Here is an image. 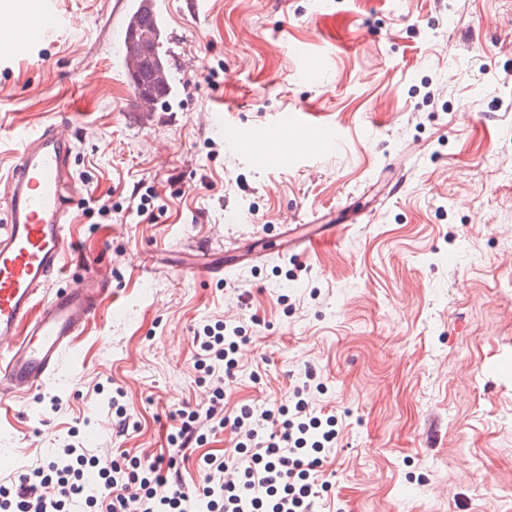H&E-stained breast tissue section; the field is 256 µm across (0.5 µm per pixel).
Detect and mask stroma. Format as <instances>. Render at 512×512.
Listing matches in <instances>:
<instances>
[{
	"mask_svg": "<svg viewBox=\"0 0 512 512\" xmlns=\"http://www.w3.org/2000/svg\"><path fill=\"white\" fill-rule=\"evenodd\" d=\"M58 2L62 27L0 63V181L18 129L67 119L84 190L47 291L88 268L110 290L45 385L0 404V474L90 435L131 458L166 452L171 411L210 403L193 336L221 321L249 338L227 415L278 408L315 371L311 406L337 419L332 512H512V0H159L173 83L147 112L123 66L137 0ZM318 51L312 82L302 55ZM303 109L340 147L308 128L291 168L276 145L228 151L225 126ZM401 167L411 181L385 197ZM347 203L370 218L337 246L265 255L280 225ZM237 238L249 268L176 278Z\"/></svg>",
	"mask_w": 512,
	"mask_h": 512,
	"instance_id": "35a3bbf8",
	"label": "stroma"
}]
</instances>
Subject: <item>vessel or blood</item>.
Instances as JSON below:
<instances>
[{"label": "vessel or blood", "instance_id": "vessel-or-blood-1", "mask_svg": "<svg viewBox=\"0 0 512 512\" xmlns=\"http://www.w3.org/2000/svg\"><path fill=\"white\" fill-rule=\"evenodd\" d=\"M29 19L16 23L0 53L29 56L33 46L63 23L55 0H30ZM321 129L318 144L337 148L339 132L319 114L283 112L257 132H234L237 150L258 142L283 144L300 127ZM22 149L5 188L8 214L0 225V396L37 390L53 374L61 354L96 315L106 282L84 272L72 287L45 296L62 273L65 224L78 191L71 173L72 142L50 124L20 132Z\"/></svg>", "mask_w": 512, "mask_h": 512}]
</instances>
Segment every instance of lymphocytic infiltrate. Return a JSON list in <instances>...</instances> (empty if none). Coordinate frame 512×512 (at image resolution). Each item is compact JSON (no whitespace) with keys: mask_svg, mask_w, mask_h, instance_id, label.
Wrapping results in <instances>:
<instances>
[{"mask_svg":"<svg viewBox=\"0 0 512 512\" xmlns=\"http://www.w3.org/2000/svg\"><path fill=\"white\" fill-rule=\"evenodd\" d=\"M239 334V327L219 322L195 336V364L212 379L213 396L205 411L182 407L172 413L173 455L133 462L128 471L111 460L102 471L108 492L98 497L84 481L85 448L68 443L42 466L20 469L11 485L0 484V512H68L80 502L94 512H191L198 502L208 512H313L320 451L336 439V417L310 415L300 385L292 408L258 413L264 428L253 426L257 412L247 405L234 418L219 416L225 387L236 376ZM227 424L240 441L224 455H203L198 485L187 486L180 458L201 445L205 432Z\"/></svg>","mask_w":512,"mask_h":512,"instance_id":"1","label":"lymphocytic infiltrate"}]
</instances>
